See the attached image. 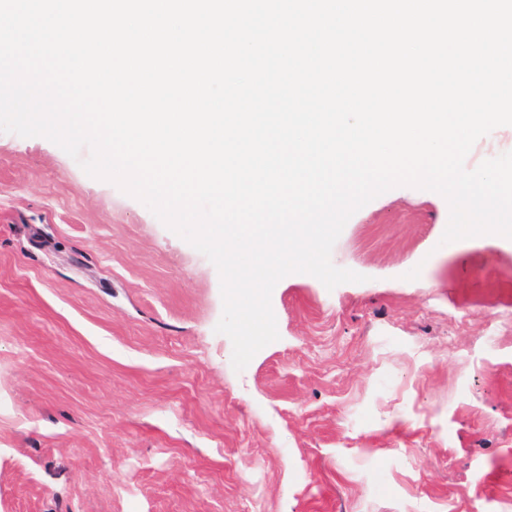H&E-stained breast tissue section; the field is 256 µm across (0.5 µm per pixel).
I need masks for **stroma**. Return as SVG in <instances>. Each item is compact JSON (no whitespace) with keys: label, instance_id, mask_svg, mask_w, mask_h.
I'll list each match as a JSON object with an SVG mask.
<instances>
[{"label":"stroma","instance_id":"1","mask_svg":"<svg viewBox=\"0 0 512 512\" xmlns=\"http://www.w3.org/2000/svg\"><path fill=\"white\" fill-rule=\"evenodd\" d=\"M0 133V512H512V239L397 187L293 273L242 371L216 267Z\"/></svg>","mask_w":512,"mask_h":512}]
</instances>
